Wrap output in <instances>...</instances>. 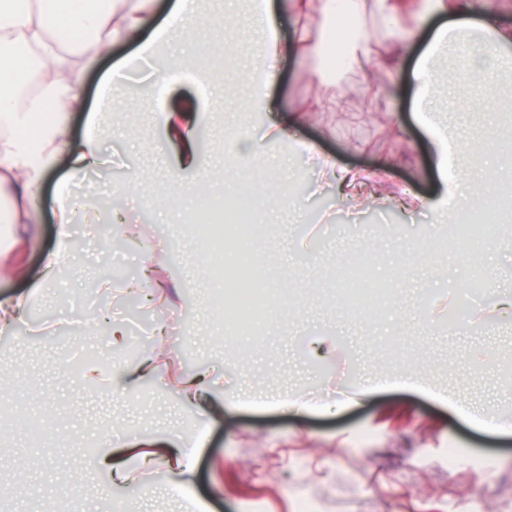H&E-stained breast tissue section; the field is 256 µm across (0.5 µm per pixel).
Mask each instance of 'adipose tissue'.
Returning <instances> with one entry per match:
<instances>
[{
  "mask_svg": "<svg viewBox=\"0 0 512 512\" xmlns=\"http://www.w3.org/2000/svg\"><path fill=\"white\" fill-rule=\"evenodd\" d=\"M434 2L435 11L451 9L445 0ZM154 6L155 0H37L33 6L22 0H0V196L11 198L14 223H36L46 174L60 156H67L70 164L68 181L58 187L60 224L56 246L44 259L43 282L55 280L70 260L71 183L100 162L99 112H90L89 131L80 141L71 140L66 124L68 110L85 97L81 71L91 58L109 53L117 40L135 43L139 58L157 57L173 29L145 30V18ZM451 10L455 18L437 24L430 17H420L419 24L429 28L430 37L415 61L409 90L414 116L434 145L440 197L462 206L468 201L469 171L460 163L455 140L429 118L438 83L433 60L441 47L459 49L465 65L455 80L457 94L464 96L480 88L486 98H494L498 73L512 70V56L502 51L512 42V30L490 24L476 12L472 0H456ZM260 12L263 41L252 70L261 75L263 86L277 81L278 61L284 53L303 58L326 54L327 38L314 40L304 32L283 44L268 0H263ZM194 110V103L187 100L178 117L164 119L169 138L179 146L177 162L182 170L199 164L190 130ZM223 383V369L211 368L181 378L176 392L182 402L197 405L201 415L215 418L222 415L224 406L210 402L209 397ZM102 442L111 449L102 464L113 481L129 482L132 466L149 468L161 463L171 473L175 487L184 489L203 437L174 433L136 443L108 434Z\"/></svg>",
  "mask_w": 512,
  "mask_h": 512,
  "instance_id": "1",
  "label": "adipose tissue"
}]
</instances>
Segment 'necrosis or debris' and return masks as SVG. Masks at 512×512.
<instances>
[{
	"mask_svg": "<svg viewBox=\"0 0 512 512\" xmlns=\"http://www.w3.org/2000/svg\"><path fill=\"white\" fill-rule=\"evenodd\" d=\"M204 207L211 216L202 224V237L208 244L210 265L221 271L215 291L231 311L225 327L233 332L255 330L259 316L273 315L278 308L276 283L262 280L254 272L262 230L257 197L252 189L240 188L232 203L220 198L205 202ZM505 208L500 193L490 192L453 227L452 244L467 259L474 282L461 303L462 311H469L479 295L477 285L484 280L480 257L496 235ZM340 288L347 305L360 312H377L386 305L390 293L387 285L370 282L361 267L349 269Z\"/></svg>",
	"mask_w": 512,
	"mask_h": 512,
	"instance_id": "1",
	"label": "necrosis or debris"
}]
</instances>
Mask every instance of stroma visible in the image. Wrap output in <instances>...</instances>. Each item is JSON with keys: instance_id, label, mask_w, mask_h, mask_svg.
Returning a JSON list of instances; mask_svg holds the SVG:
<instances>
[{"instance_id": "obj_1", "label": "stroma", "mask_w": 512, "mask_h": 512, "mask_svg": "<svg viewBox=\"0 0 512 512\" xmlns=\"http://www.w3.org/2000/svg\"><path fill=\"white\" fill-rule=\"evenodd\" d=\"M366 22L377 31L373 53L340 65L336 109L315 113L298 131L338 166L368 173L366 192L374 206L354 211V202L335 187L319 186V173L284 141L264 144L268 175H261L240 139H262L273 114L312 106L319 96L316 63L286 56L278 82L267 91L262 114L245 111L255 94L248 78L262 43L254 0H205V19L177 29L155 65L172 57L184 67L166 88L155 85L153 65L135 62L121 100L137 106L133 122L120 110L107 112L97 134L102 163L77 187L78 212L72 218L79 247L57 278L40 286L43 257L55 245L57 183L68 171L59 163L45 181L34 224L0 222V303L39 286L43 318L24 317L0 334V366L12 370L0 399L16 401L20 416H0V512H109L123 502L125 512H298L297 499L321 501L325 512H512V432L491 426L512 418V318L496 308L512 295V215H505L497 237L485 248L481 304L460 315L459 296L470 280L467 263L448 251L457 209L437 212L419 207L384 206L396 189L434 197L437 176L433 148L413 122V103L397 89L427 43L417 17L425 0H405L390 17L366 0ZM205 40L221 58L219 86L199 84L195 45ZM133 46L116 44L108 59L84 68L86 108L69 114L74 139L87 128L98 92L113 65ZM196 98L198 171L183 173L187 188L171 193L175 148L159 114ZM482 94L454 96L450 83L438 92L439 119L450 120L457 140L489 162L496 149L512 143V79L500 81L498 106L482 108ZM145 171L134 189L132 171ZM222 174L223 187L267 182L271 189L259 219L264 236L258 251L263 276L280 284L282 301L273 318H260L257 332L229 335L222 305L213 290V271L190 217L197 197ZM285 194L303 206L295 218L277 205ZM111 201L85 223L83 208ZM414 256L399 264L402 242ZM161 267L170 284L162 311L131 305L125 284L137 278L143 261ZM391 287L389 307L359 313L336 302V285L353 264ZM120 277L109 296L89 284L103 268ZM109 310L123 321L129 340L154 356L159 381H144L129 395L114 398L88 389L82 379L58 372V363L91 348L108 349L99 328ZM224 367L222 417L203 421L198 410L179 401L160 383L210 368ZM417 386L397 385L400 369ZM307 394L313 410L295 415L255 408L254 394L285 398ZM479 411L487 424L473 421ZM47 428L49 450L34 453L22 417ZM205 428L187 501L169 489L163 466L139 469L132 484L111 486L96 461L109 429L126 438L184 436ZM460 458L449 466V452ZM80 475L78 484L61 480L60 463Z\"/></svg>"}]
</instances>
